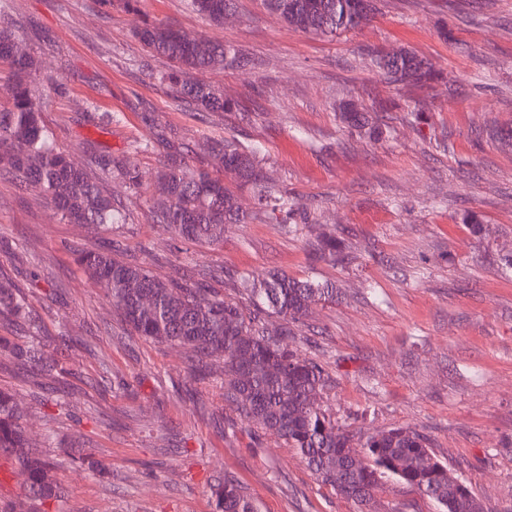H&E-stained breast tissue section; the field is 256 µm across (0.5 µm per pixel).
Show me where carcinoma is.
Masks as SVG:
<instances>
[{
    "instance_id": "obj_1",
    "label": "carcinoma",
    "mask_w": 512,
    "mask_h": 512,
    "mask_svg": "<svg viewBox=\"0 0 512 512\" xmlns=\"http://www.w3.org/2000/svg\"><path fill=\"white\" fill-rule=\"evenodd\" d=\"M193 9L209 22L222 25L234 0H190ZM266 9L285 25L327 38L361 28L374 11L373 0H263ZM151 53L174 63L169 80L179 99L199 111L224 110V97L211 87L192 83L194 70L222 69L237 61L236 51L222 43L191 37L163 22H149L137 32ZM0 61L9 65L12 105L0 111V162L6 163L27 184L37 185L61 220L71 224L104 227L121 224L124 216L114 206L102 183L75 167L56 146L41 120V104L33 93L39 69L35 58L9 29H0ZM372 62L395 83L427 85L435 71L408 51L372 52ZM201 150L217 158L224 170L237 177L239 186L256 190V205L282 213L286 224L294 205L283 195L263 186L264 175L257 150L231 141L208 139ZM100 167L116 171L132 190L142 188L138 169L106 156ZM157 182L166 193L153 200L152 213L175 236L196 242L224 241V225L244 224L247 215L235 192L209 172L190 168L177 154L158 172ZM313 255L336 261V241L320 239ZM78 265L106 287L109 301L120 311L132 333L191 351L203 370L209 359L224 361V390L247 421L271 431L296 449L323 484L363 506L373 500L385 478L392 477L435 501L440 512H484L480 501L429 449L428 438L408 427H396L354 441L318 407L315 395L324 384L322 369L303 361L281 344L299 321L319 302L335 295V288L312 280H298L270 271L261 278L240 277L250 292L252 312L212 293L205 279L162 281L148 266L112 255V248L78 254ZM150 297L149 303L141 297ZM29 313L28 294L0 280V317L24 319ZM277 317L269 323L265 317ZM3 355L37 370L51 371L40 342L0 348ZM0 454L11 459L24 476L29 499L57 497L51 475L54 464L32 447L25 433L23 414L13 395L0 390ZM214 512H261L260 505L232 477L210 485Z\"/></svg>"
}]
</instances>
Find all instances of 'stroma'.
Masks as SVG:
<instances>
[{"mask_svg":"<svg viewBox=\"0 0 512 512\" xmlns=\"http://www.w3.org/2000/svg\"><path fill=\"white\" fill-rule=\"evenodd\" d=\"M363 28L334 38L287 27L262 0H234L224 24L188 0H0V28L41 63L34 90L58 149L99 178L124 215L112 229L59 220L52 204L0 171V277L31 295L30 320H0V340L39 336L62 374L35 376L0 358V390L54 462L58 496L24 512H213L210 484L233 476L262 512H438L418 491L385 480L371 507L321 484L278 436L241 418L224 396V368L192 369L184 349L133 335L101 285L75 262L108 242L162 280L210 277L251 310L224 272L278 270L333 285V299L293 324L285 345L320 365L317 403L356 438L394 427L427 435L435 457L485 512H512V0H375ZM148 20L235 47L240 59L197 81L229 107L200 112L176 97L173 64L136 36ZM410 51L443 74L394 86L372 50ZM369 113L377 134L343 123ZM112 123L102 126L98 115ZM227 138L259 151L272 190L302 211L296 231L239 193L245 224L224 240L177 239L154 223V179L170 147L192 168L226 175L197 145ZM134 163L133 192L95 160ZM336 236L345 263L314 260ZM40 278L31 287L30 273ZM68 393L65 407L52 388ZM105 463L99 476L90 461Z\"/></svg>","mask_w":512,"mask_h":512,"instance_id":"1","label":"stroma"}]
</instances>
